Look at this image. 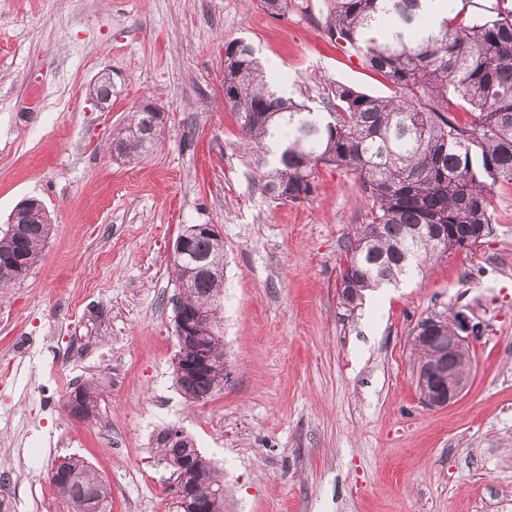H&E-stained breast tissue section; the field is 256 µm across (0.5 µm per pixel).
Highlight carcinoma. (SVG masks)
<instances>
[{"label":"carcinoma","instance_id":"obj_1","mask_svg":"<svg viewBox=\"0 0 512 512\" xmlns=\"http://www.w3.org/2000/svg\"><path fill=\"white\" fill-rule=\"evenodd\" d=\"M439 20L422 0H330L324 35L350 50L364 68L385 78L394 95L378 97L337 85L316 112L271 89L253 46L237 40L224 47V105L238 112L242 131L256 155L265 194L288 189V201L317 192L321 166L354 172L371 201L368 223L349 236L342 286L351 289L346 305L356 308L364 292L422 272L425 264L477 243L491 223V191L512 187V0H493L483 13L467 10ZM383 27V39L367 37ZM469 106L473 121L462 124L454 111ZM283 132L276 153L267 149L270 130ZM155 112L142 109L112 139L120 157L147 154L161 139ZM51 217L31 215L17 236L0 234V287L17 282L38 262L50 233ZM198 254L224 252V239L198 236ZM224 273L195 279L181 289L179 302L209 313L212 331L200 337L212 355L204 374L185 373L176 383L193 401L210 398L224 386V343L219 313ZM430 342L414 344L418 376H430L432 351L448 350V368L470 357L454 350L449 317ZM96 386L87 382L67 399L70 413H95ZM156 445L162 461L188 460L190 502L199 512H224V475L194 442ZM48 479L71 512H105L111 490L80 458L54 466Z\"/></svg>","mask_w":512,"mask_h":512}]
</instances>
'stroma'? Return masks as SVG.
<instances>
[{
	"mask_svg": "<svg viewBox=\"0 0 512 512\" xmlns=\"http://www.w3.org/2000/svg\"><path fill=\"white\" fill-rule=\"evenodd\" d=\"M328 0H0V232L44 202L37 266L0 292V498L61 512L54 464L82 457L112 488L110 512H176L155 439L178 427L224 470V512H512V187L496 188L481 244L347 308L339 266L371 203L356 174L320 167L318 190L272 202L241 119L224 106V47L276 59L313 108L336 85L391 86L322 32ZM112 78L109 111L89 96ZM147 103L167 115L144 159L113 133ZM224 238V356L208 400L175 382L171 248L184 226ZM466 309L470 383L427 406L413 342ZM98 386L93 416L65 403Z\"/></svg>",
	"mask_w": 512,
	"mask_h": 512,
	"instance_id": "stroma-1",
	"label": "stroma"
}]
</instances>
